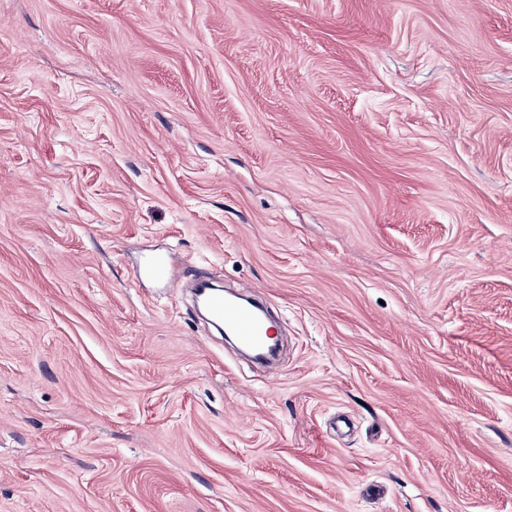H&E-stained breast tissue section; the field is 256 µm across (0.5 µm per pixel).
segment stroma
<instances>
[{
    "mask_svg": "<svg viewBox=\"0 0 512 512\" xmlns=\"http://www.w3.org/2000/svg\"><path fill=\"white\" fill-rule=\"evenodd\" d=\"M0 512H512V0H0ZM198 281L197 291L206 301L212 321L234 336L242 348L263 354L272 342V326L254 310L229 301L224 292L211 290V284L204 279Z\"/></svg>",
    "mask_w": 512,
    "mask_h": 512,
    "instance_id": "1",
    "label": "stroma"
}]
</instances>
